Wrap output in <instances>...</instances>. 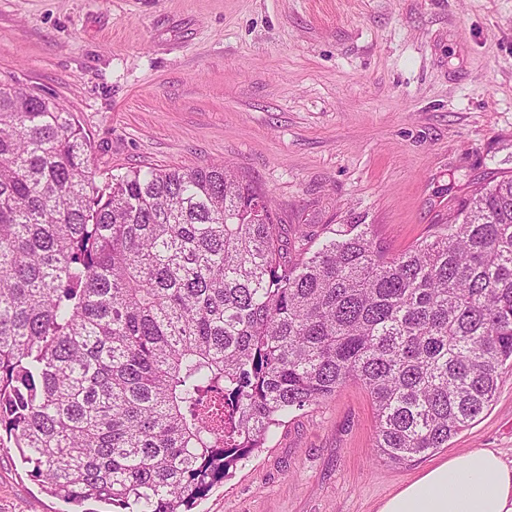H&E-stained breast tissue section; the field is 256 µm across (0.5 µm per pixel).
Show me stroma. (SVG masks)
Here are the masks:
<instances>
[{
	"instance_id": "obj_1",
	"label": "stroma",
	"mask_w": 512,
	"mask_h": 512,
	"mask_svg": "<svg viewBox=\"0 0 512 512\" xmlns=\"http://www.w3.org/2000/svg\"><path fill=\"white\" fill-rule=\"evenodd\" d=\"M0 78L72 112L97 186L228 161L274 201L289 256L362 224L388 255L512 175V0H0ZM356 383L288 416L194 512H377L425 469L512 461V366L447 447L374 456ZM0 448V512H62Z\"/></svg>"
}]
</instances>
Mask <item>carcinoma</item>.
I'll return each instance as SVG.
<instances>
[{
    "label": "carcinoma",
    "mask_w": 512,
    "mask_h": 512,
    "mask_svg": "<svg viewBox=\"0 0 512 512\" xmlns=\"http://www.w3.org/2000/svg\"><path fill=\"white\" fill-rule=\"evenodd\" d=\"M276 226L226 163L101 192L72 113L0 81V447L63 512H191L350 382L398 465L491 405L512 362V176L393 258L353 227L286 261Z\"/></svg>",
    "instance_id": "1"
}]
</instances>
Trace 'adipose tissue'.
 Returning a JSON list of instances; mask_svg holds the SVG:
<instances>
[{"instance_id": "1", "label": "adipose tissue", "mask_w": 512, "mask_h": 512, "mask_svg": "<svg viewBox=\"0 0 512 512\" xmlns=\"http://www.w3.org/2000/svg\"><path fill=\"white\" fill-rule=\"evenodd\" d=\"M378 512H512V466L490 449L455 455L388 497Z\"/></svg>"}]
</instances>
